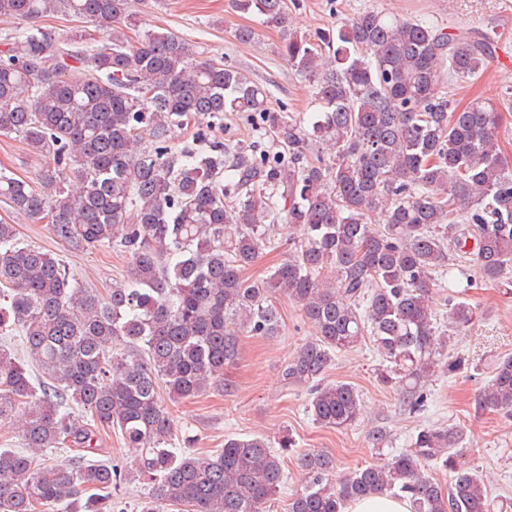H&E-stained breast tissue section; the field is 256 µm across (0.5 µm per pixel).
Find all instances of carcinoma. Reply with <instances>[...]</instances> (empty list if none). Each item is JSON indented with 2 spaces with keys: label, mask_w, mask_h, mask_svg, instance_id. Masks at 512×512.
<instances>
[{
  "label": "carcinoma",
  "mask_w": 512,
  "mask_h": 512,
  "mask_svg": "<svg viewBox=\"0 0 512 512\" xmlns=\"http://www.w3.org/2000/svg\"><path fill=\"white\" fill-rule=\"evenodd\" d=\"M233 2L277 29L279 53L315 84L308 117L272 108L264 86L222 59H196L175 33L132 37L129 0H0V20L18 24L0 39V136L45 159L34 180L0 169V197L73 249L131 259L129 277L102 294L0 219V337L25 351L0 345V424L25 442L0 448V512H112L126 475L111 462L41 459L63 446L93 454L105 429L139 452L137 477L151 484L140 512H266L295 439L229 436L213 455L179 453L159 384L173 403L206 392L240 337L280 335L272 298L284 294L316 330L283 370L307 388L316 424L340 429L361 414L356 389L324 376L366 336L379 382L402 385L418 411L421 379L461 365L441 359L450 336L430 304L434 277L473 262L484 280L512 286L502 115L486 100L451 99L482 75L489 38L368 10L311 39L293 31L285 0ZM54 14L95 31L41 23ZM226 112L257 115L279 150L202 132L172 144L174 129ZM377 213L384 223L372 222ZM267 220L300 236L250 281L242 271L272 245ZM473 317L467 302L450 304L451 327ZM479 406L512 416V359L494 368ZM461 437L421 429L409 448L343 480L334 457L300 450L304 485L288 512H346L374 493L408 500L411 512H512L461 466Z\"/></svg>",
  "instance_id": "carcinoma-1"
}]
</instances>
